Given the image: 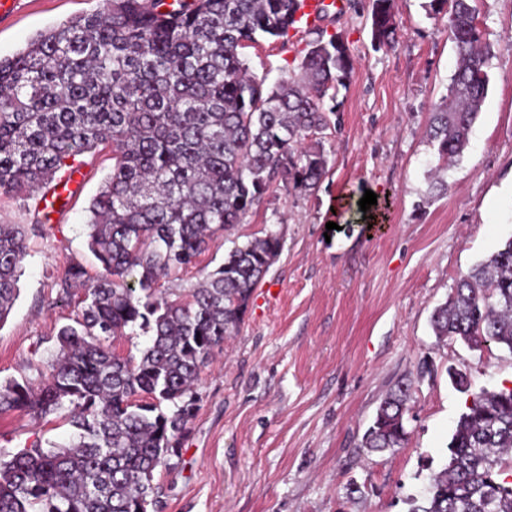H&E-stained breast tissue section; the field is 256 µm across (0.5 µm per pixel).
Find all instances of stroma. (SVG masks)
Instances as JSON below:
<instances>
[{"mask_svg":"<svg viewBox=\"0 0 512 512\" xmlns=\"http://www.w3.org/2000/svg\"><path fill=\"white\" fill-rule=\"evenodd\" d=\"M101 0H9L0 8V57L40 32L99 10ZM396 43L375 48L372 0H347L322 20L349 49L353 71L324 133L327 172L310 188L275 187L243 223L217 233L201 255L215 269L234 244L278 233L282 250L255 288L238 331L200 373L199 407L179 457L160 468L158 512H407L428 467H440L471 393L512 387V352L438 341L436 306L456 281L512 237V0H477L493 48L482 110L463 156L436 188L430 114L448 93L456 50L447 12L429 0H392ZM304 31L260 41L241 55L273 84L299 77ZM81 175L62 212L38 225L39 196L0 192V220L23 225L18 297L0 323V384L47 382L56 333L75 307L57 280L73 264L101 265L88 247L87 208L112 170L110 149L80 156ZM377 196L370 226L334 213L335 202ZM334 230H327V223ZM466 371L458 392L449 368ZM410 387L404 447L362 448L380 402ZM56 416H0V457L69 443Z\"/></svg>","mask_w":512,"mask_h":512,"instance_id":"35a3bbf8","label":"stroma"}]
</instances>
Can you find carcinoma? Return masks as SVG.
Returning a JSON list of instances; mask_svg holds the SVG:
<instances>
[{"instance_id": "obj_1", "label": "carcinoma", "mask_w": 512, "mask_h": 512, "mask_svg": "<svg viewBox=\"0 0 512 512\" xmlns=\"http://www.w3.org/2000/svg\"><path fill=\"white\" fill-rule=\"evenodd\" d=\"M475 0L450 4L457 61L429 139L442 162L462 156L487 93L492 48ZM303 0H104L0 58V190L30 195L56 186L76 157L112 149V171L89 206L88 244L102 266L68 267L58 288L75 301L56 335L50 381L39 391L0 385V414H57L76 429L63 446L0 458V512H148L154 473L170 465L198 409L195 383L224 337L243 321L254 288L277 258L269 232L236 244L188 290L161 281L193 268L221 231L243 222L279 182L312 186L325 173L324 99L351 70L345 43L309 30L301 80L268 86L239 49L285 38ZM372 40H395L391 0H373ZM25 231L0 223V322L18 293ZM150 334L140 359L108 341L134 326ZM440 340H490L512 352V237L461 277L431 315ZM409 389L381 401L361 446L392 451L407 439ZM172 405L166 411L163 405ZM409 512H512V388L472 395Z\"/></svg>"}]
</instances>
